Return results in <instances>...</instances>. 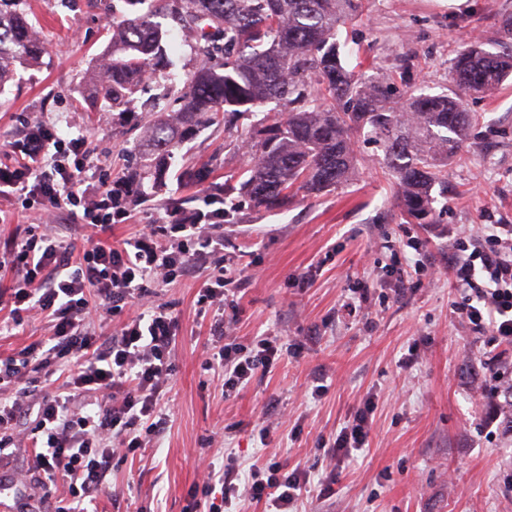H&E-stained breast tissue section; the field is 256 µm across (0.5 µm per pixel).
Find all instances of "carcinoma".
<instances>
[{
  "instance_id": "cac0c4a2",
  "label": "carcinoma",
  "mask_w": 512,
  "mask_h": 512,
  "mask_svg": "<svg viewBox=\"0 0 512 512\" xmlns=\"http://www.w3.org/2000/svg\"><path fill=\"white\" fill-rule=\"evenodd\" d=\"M21 2L0 0V87L16 66L47 54ZM368 9L369 0H112L122 20L112 27L104 62L85 81L84 100L94 112H131L145 83L173 80L157 21L166 12L196 33L201 63L183 81L173 113L149 104L154 118L141 153L155 163L153 186L169 148L187 134L220 116L231 126L273 100L284 110L250 124L257 150L241 169L243 180L224 183V223H235L247 201L281 207L293 187L315 194L337 188L354 169V137L363 131L382 149L405 222L434 224L447 188L442 162L457 155L476 124L466 99L512 76V46L505 53L478 42L459 51L453 97H404L349 67L337 42L339 28Z\"/></svg>"
}]
</instances>
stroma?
<instances>
[{
	"instance_id": "1",
	"label": "stroma",
	"mask_w": 512,
	"mask_h": 512,
	"mask_svg": "<svg viewBox=\"0 0 512 512\" xmlns=\"http://www.w3.org/2000/svg\"><path fill=\"white\" fill-rule=\"evenodd\" d=\"M111 2L23 0L49 53L0 90V146L19 137L22 123L50 119L62 135L86 132L113 175L140 176L138 146L150 114L79 106L82 77L109 42ZM508 15L512 0L458 7L372 0L364 22L341 28L339 37L354 49L350 65L366 77L384 81L407 64L405 93H449L456 51L474 40L498 41ZM467 108L478 123L448 163V203L436 223H405L380 147L361 137L347 183L318 196L295 191L283 208L245 206L237 223L225 225V251L244 252L234 296L239 342L272 330L288 338L287 353L261 379L225 394L221 375L202 368L210 319L196 305L200 278L164 288L160 299L179 320L172 418L148 447L118 461L99 512H185L206 465L222 467L230 456L241 476L252 464L280 462L305 466L318 483L328 468L322 441L369 398L365 448L345 459L334 495L308 493L303 512H512V433L483 389L491 338L459 320V295L447 276L449 230L512 220V78ZM248 143L220 124L186 137L172 149L161 187L113 228V242L159 222L171 202L192 203L195 171L223 184L243 164ZM410 240L415 248H407ZM415 257L439 269L438 281L417 275L396 290L394 268ZM308 271L311 284L297 288L296 276ZM364 282L377 295L368 320L343 307ZM321 374L332 384L316 395L313 380ZM265 420L275 429L263 443ZM0 475L16 484L9 512H54L67 489L61 478L38 483L32 457L21 451L0 460Z\"/></svg>"
}]
</instances>
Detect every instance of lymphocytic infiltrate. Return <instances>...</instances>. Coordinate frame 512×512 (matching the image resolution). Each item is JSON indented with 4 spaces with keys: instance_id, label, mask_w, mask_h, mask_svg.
I'll return each mask as SVG.
<instances>
[{
    "instance_id": "obj_1",
    "label": "lymphocytic infiltrate",
    "mask_w": 512,
    "mask_h": 512,
    "mask_svg": "<svg viewBox=\"0 0 512 512\" xmlns=\"http://www.w3.org/2000/svg\"><path fill=\"white\" fill-rule=\"evenodd\" d=\"M0 164V223H9L18 196L31 200L32 223L18 226L0 248V270L16 280L5 330L39 314L45 340L0 362V454L18 447L20 417L34 415L29 437L39 481L64 477L67 499L54 512H90L112 477L117 455L143 448L165 428L161 405L173 371L172 347L178 322L158 300L161 287L208 265L198 291L199 312L209 315L206 370H221L225 391L246 387L270 371L288 351L283 337L268 334L244 345L230 336L224 313L233 307L236 278L224 255V190L207 186L194 205L172 203L160 224H148L120 245L106 240L146 195H133L128 179L111 177L94 159L85 135L64 138L56 124H28L10 142ZM66 214L90 226L81 256L49 234L51 217ZM448 270L462 302L457 308L469 328L489 334L503 350L512 349V223L485 224L475 234L449 237ZM138 307L116 335L102 325ZM46 375L66 371L60 389L46 392L38 405L26 404L17 387L30 366ZM370 410L360 409L332 437L324 454L329 471L318 493L330 496L339 468L361 450L370 433ZM310 483L301 468L272 463L250 467L243 482L209 470L189 493V512H224L241 498L264 503L267 512H297Z\"/></svg>"
}]
</instances>
